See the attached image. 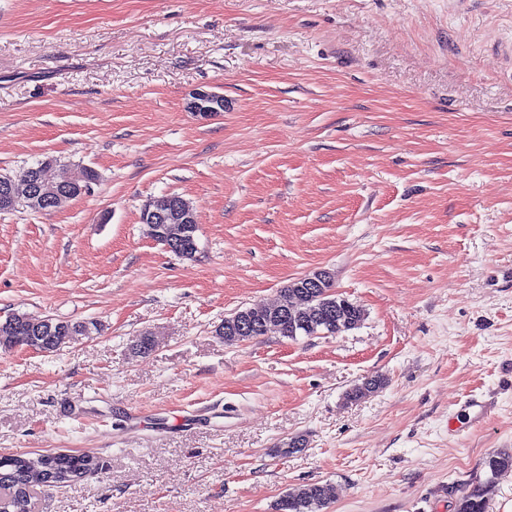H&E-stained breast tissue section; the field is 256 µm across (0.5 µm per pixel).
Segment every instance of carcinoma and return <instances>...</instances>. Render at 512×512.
<instances>
[{
	"label": "carcinoma",
	"instance_id": "cac0c4a2",
	"mask_svg": "<svg viewBox=\"0 0 512 512\" xmlns=\"http://www.w3.org/2000/svg\"><path fill=\"white\" fill-rule=\"evenodd\" d=\"M325 280L318 288L302 287L307 278H298L281 290L282 300L276 307L288 310V316L278 325L281 336L295 340L299 336L312 337L322 334L337 335L358 326L364 319L365 310L348 300H339L337 308L325 305L322 291L333 289L330 273L325 271ZM80 322L61 321L53 318L46 323L26 314H12L0 320V348H11L16 344L29 345L39 336H48L47 345H38L41 352L51 353L66 343V337L79 333ZM267 329L256 323L251 332L238 336L221 326L219 335L224 343L236 344L240 341L263 336ZM385 385L381 376H372L354 386L347 399L359 401L370 389L379 390ZM485 465L495 474L512 468V455L497 453L490 456ZM100 466L96 456L90 453L72 454L66 452H43L33 456L18 454L0 455V512H31L32 493L38 488L63 487ZM488 485L476 484L466 491L459 501L457 512H485ZM335 498L334 488L327 483H311L285 492L274 504V512H327Z\"/></svg>",
	"mask_w": 512,
	"mask_h": 512
}]
</instances>
